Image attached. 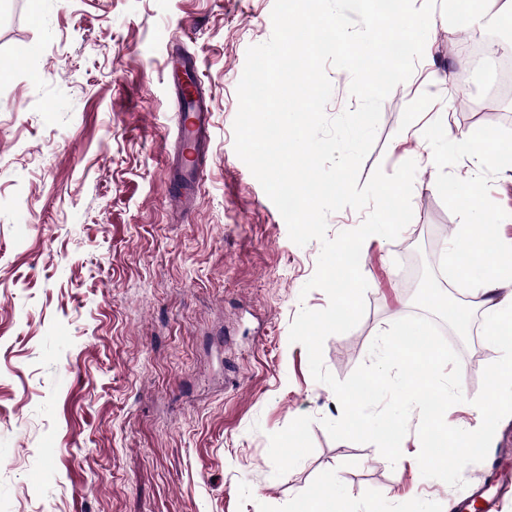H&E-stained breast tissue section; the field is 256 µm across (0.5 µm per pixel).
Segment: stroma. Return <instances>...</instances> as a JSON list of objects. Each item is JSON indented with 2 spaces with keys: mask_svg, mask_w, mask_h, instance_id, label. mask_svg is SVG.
<instances>
[{
  "mask_svg": "<svg viewBox=\"0 0 512 512\" xmlns=\"http://www.w3.org/2000/svg\"><path fill=\"white\" fill-rule=\"evenodd\" d=\"M274 0H0V512H299L334 476L349 512H446L481 477L512 472L468 465L464 488L423 477L420 417L402 456L332 440L324 420L339 402L289 340L321 244L298 246L234 150L237 85L249 46L272 35ZM436 8L409 80L384 100L359 179L414 160L413 219L396 240L367 238L368 283L359 324L329 336L326 369L348 378L373 339L415 307L410 264L447 254L439 225L463 221L472 197L448 185L478 179L512 243V169L475 171L444 158V134L494 137L512 153V107L487 125L494 71L468 65L496 40L477 21L469 51ZM197 55L212 111L201 192L192 213L169 196L176 109L168 62ZM470 102L451 105L452 91ZM483 290L471 284L468 338L459 354L462 403L447 424L478 428L506 357L483 335Z\"/></svg>",
  "mask_w": 512,
  "mask_h": 512,
  "instance_id": "1",
  "label": "stroma"
}]
</instances>
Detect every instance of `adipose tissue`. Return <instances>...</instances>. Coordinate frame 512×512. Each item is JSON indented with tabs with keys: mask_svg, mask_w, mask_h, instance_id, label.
<instances>
[{
	"mask_svg": "<svg viewBox=\"0 0 512 512\" xmlns=\"http://www.w3.org/2000/svg\"><path fill=\"white\" fill-rule=\"evenodd\" d=\"M483 208L464 215L456 236L455 250L471 255L472 260L459 269L463 283H481L488 295L484 310V334L493 342L512 335V246L491 249V237L481 218L487 217Z\"/></svg>",
	"mask_w": 512,
	"mask_h": 512,
	"instance_id": "obj_1",
	"label": "adipose tissue"
}]
</instances>
